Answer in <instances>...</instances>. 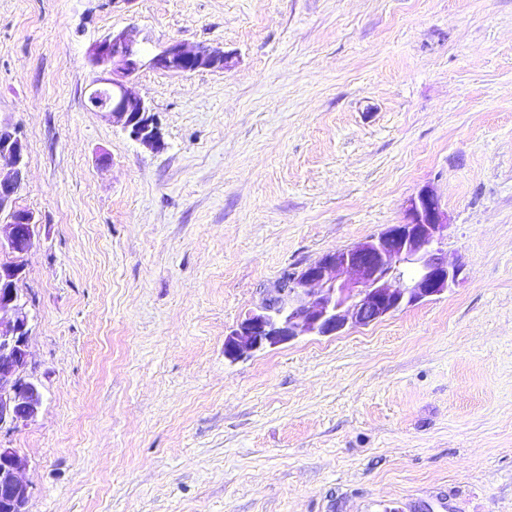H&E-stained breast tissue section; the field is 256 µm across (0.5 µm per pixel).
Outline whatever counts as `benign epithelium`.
<instances>
[{
    "label": "benign epithelium",
    "mask_w": 512,
    "mask_h": 512,
    "mask_svg": "<svg viewBox=\"0 0 512 512\" xmlns=\"http://www.w3.org/2000/svg\"><path fill=\"white\" fill-rule=\"evenodd\" d=\"M88 59L99 72V88L90 100L95 111L132 139L155 148L161 132L133 90V77L142 69L185 74L226 67L219 47L172 41L148 49L131 29L95 42ZM25 167V146L17 130L0 125V214L10 219L0 225V428L27 424L42 403L39 387L28 374L32 318L19 287L25 255L39 234L35 214L17 206ZM447 231L448 217L439 199L421 190L410 201L404 222L355 247L326 252L279 280L262 305L225 338L224 356L233 362L301 336H335L440 296L462 272V265L448 261L440 249ZM25 467L14 449L0 446V512H27Z\"/></svg>",
    "instance_id": "benign-epithelium-1"
}]
</instances>
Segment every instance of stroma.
<instances>
[{
	"mask_svg": "<svg viewBox=\"0 0 512 512\" xmlns=\"http://www.w3.org/2000/svg\"><path fill=\"white\" fill-rule=\"evenodd\" d=\"M124 28L227 58L134 77L159 148L90 107ZM0 122L40 221L28 512H512V0H0ZM424 188L448 293L225 358Z\"/></svg>",
	"mask_w": 512,
	"mask_h": 512,
	"instance_id": "stroma-1",
	"label": "stroma"
}]
</instances>
